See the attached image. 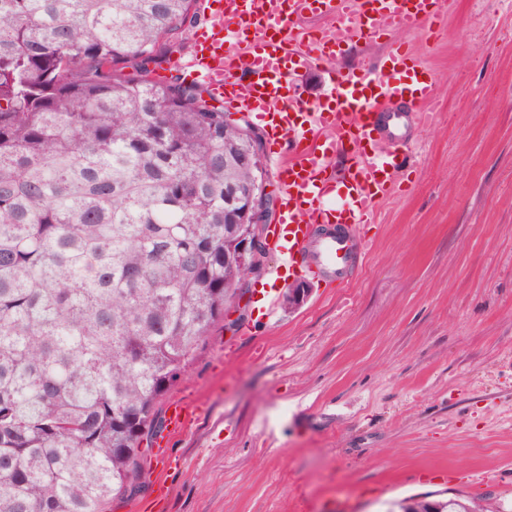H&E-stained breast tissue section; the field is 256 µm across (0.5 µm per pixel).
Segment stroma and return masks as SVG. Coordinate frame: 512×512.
<instances>
[{
    "instance_id": "stroma-1",
    "label": "stroma",
    "mask_w": 512,
    "mask_h": 512,
    "mask_svg": "<svg viewBox=\"0 0 512 512\" xmlns=\"http://www.w3.org/2000/svg\"><path fill=\"white\" fill-rule=\"evenodd\" d=\"M418 50L437 77L399 191L363 225L349 283L295 309L255 294L161 401L187 431L112 512H391L410 496L512 505V0H449L445 23L353 40L328 70ZM450 469L452 483L415 473Z\"/></svg>"
}]
</instances>
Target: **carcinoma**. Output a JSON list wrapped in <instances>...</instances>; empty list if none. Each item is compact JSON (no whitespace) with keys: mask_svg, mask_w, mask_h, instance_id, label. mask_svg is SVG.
<instances>
[{"mask_svg":"<svg viewBox=\"0 0 512 512\" xmlns=\"http://www.w3.org/2000/svg\"><path fill=\"white\" fill-rule=\"evenodd\" d=\"M194 6L0 0V512L143 493L159 402L251 273L224 190L248 198L259 142L202 85L150 69Z\"/></svg>","mask_w":512,"mask_h":512,"instance_id":"1","label":"carcinoma"}]
</instances>
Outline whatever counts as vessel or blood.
I'll return each mask as SVG.
<instances>
[{"label":"vessel or blood","mask_w":512,"mask_h":512,"mask_svg":"<svg viewBox=\"0 0 512 512\" xmlns=\"http://www.w3.org/2000/svg\"><path fill=\"white\" fill-rule=\"evenodd\" d=\"M318 11L345 27L338 39L319 31L305 43L286 33L289 22ZM447 0H221L213 29L196 36L191 75L209 95L256 113L288 146L273 158L280 219L270 231L276 262L270 274L327 271L344 279L361 225L395 194L396 174L415 140L395 105L425 106L436 80L419 54L396 47L374 70L330 72L322 97L304 98L299 81L318 62L332 61L343 40L444 20ZM343 156L335 164L334 156ZM190 424L183 405L167 418L164 437Z\"/></svg>","instance_id":"1"}]
</instances>
